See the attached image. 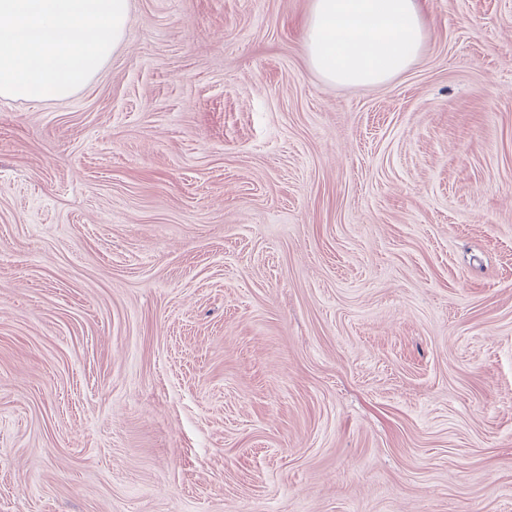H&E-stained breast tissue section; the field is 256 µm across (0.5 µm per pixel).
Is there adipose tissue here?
<instances>
[{"instance_id": "1", "label": "adipose tissue", "mask_w": 512, "mask_h": 512, "mask_svg": "<svg viewBox=\"0 0 512 512\" xmlns=\"http://www.w3.org/2000/svg\"><path fill=\"white\" fill-rule=\"evenodd\" d=\"M304 35L309 63L324 80L379 86L421 49L419 0H313Z\"/></svg>"}]
</instances>
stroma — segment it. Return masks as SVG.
<instances>
[{
    "instance_id": "obj_1",
    "label": "stroma",
    "mask_w": 512,
    "mask_h": 512,
    "mask_svg": "<svg viewBox=\"0 0 512 512\" xmlns=\"http://www.w3.org/2000/svg\"><path fill=\"white\" fill-rule=\"evenodd\" d=\"M312 0H131L0 98V512H512V0L381 87Z\"/></svg>"
}]
</instances>
